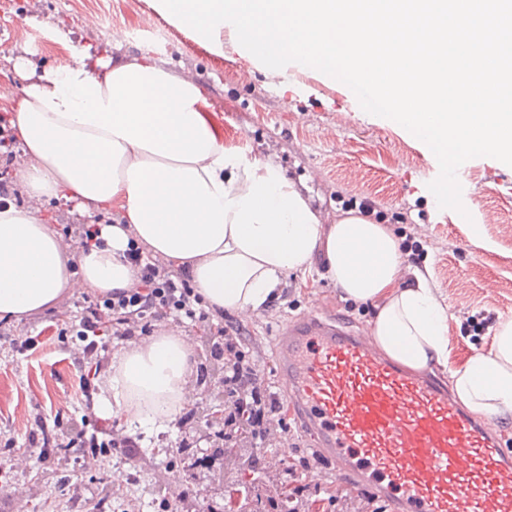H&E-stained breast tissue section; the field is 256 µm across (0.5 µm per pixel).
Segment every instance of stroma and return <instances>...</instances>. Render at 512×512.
<instances>
[{"instance_id":"35a3bbf8","label":"stroma","mask_w":512,"mask_h":512,"mask_svg":"<svg viewBox=\"0 0 512 512\" xmlns=\"http://www.w3.org/2000/svg\"><path fill=\"white\" fill-rule=\"evenodd\" d=\"M141 22L168 33L167 50H156L146 40L115 39V32ZM20 26L33 34V42L16 41ZM59 46L70 55L86 46L123 60L147 55L177 76L197 77L205 110L220 127L225 148L279 165L323 223L348 214L352 201L371 202L370 220L395 231L404 255H421L426 279L447 309L453 351L449 366L433 368L441 378H448L450 366L488 350L492 327L512 317V236L505 232L512 226V166L478 157L459 167L462 203L472 217L460 224L454 210L439 209L428 189L437 164L430 148L396 122L366 113L337 92V80L317 70L298 69L293 80L270 87L249 54L230 43L223 54L212 53L191 30L158 14L153 0H0V86L17 87L16 63L35 70L54 64ZM340 112L349 122L338 129L333 122ZM281 285L287 296L266 309L249 316L224 314L226 322L240 326L243 347L272 394L279 391L276 333L283 322L303 313L312 297H322L356 329L372 328L376 315L373 304L345 297L320 258L308 270L288 273ZM80 382L81 373L59 339L26 357L0 348V469L29 490L19 499L0 492V512H89L107 485L111 512H162V495L185 486L186 470L170 448L178 427L155 441H141L144 465L139 469L116 452L101 453L89 469L69 456L50 465L15 459L16 449L26 446L36 428L35 416L59 419L65 433L80 426ZM285 437L292 443L289 458L306 475L299 512H366L371 505L366 494L339 495L332 464L313 458V446L295 423L289 435L273 430L265 440L254 441L249 465L226 469L222 481H195L183 512H201L204 501L223 500L228 484L240 487L239 512H279L289 476L270 458ZM67 483L76 485L77 495L63 493Z\"/></svg>"}]
</instances>
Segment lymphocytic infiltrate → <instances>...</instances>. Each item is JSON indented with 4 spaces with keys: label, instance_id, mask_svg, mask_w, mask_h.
I'll return each instance as SVG.
<instances>
[{
    "label": "lymphocytic infiltrate",
    "instance_id": "f902f5d3",
    "mask_svg": "<svg viewBox=\"0 0 512 512\" xmlns=\"http://www.w3.org/2000/svg\"><path fill=\"white\" fill-rule=\"evenodd\" d=\"M126 258L136 270L135 287L85 297L78 319H55L47 330L59 337L74 334V361L93 379L108 372L113 340L150 335L154 324L168 320L185 323L209 336L212 357L224 364V388L231 401L223 422L207 426L212 449H203L199 440L183 436L176 441L175 452L187 454L191 468L213 472L223 456L224 443L234 437L238 421L248 422L255 437L261 439L271 417L282 415L283 406L268 395L255 363L242 351L241 329L225 323L221 311L206 310L203 297L187 275L134 241ZM36 426L38 432L30 439V452L39 463L54 460L63 451L82 461L96 448L119 451L135 464L141 461L137 442L128 436H116L109 423L95 414H85L80 428L66 434L48 427L42 419Z\"/></svg>",
    "mask_w": 512,
    "mask_h": 512
}]
</instances>
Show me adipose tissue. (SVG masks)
<instances>
[{
    "mask_svg": "<svg viewBox=\"0 0 512 512\" xmlns=\"http://www.w3.org/2000/svg\"><path fill=\"white\" fill-rule=\"evenodd\" d=\"M18 75L14 126L31 205L0 210V316L47 309L78 285L135 287L124 259L132 238L187 273L211 307L239 313L265 309L283 276L321 256L348 298L376 305L373 334L390 357L414 370L448 365V314L424 281L402 285V251L387 226L354 214L323 226L279 166L225 149L197 84L145 57L88 49ZM51 198L88 213L114 209L121 220L101 225L103 247L75 258L37 213ZM191 351L171 329L120 349L101 409L136 428H169L193 391ZM450 378L472 412L512 413V318Z\"/></svg>",
    "mask_w": 512,
    "mask_h": 512,
    "instance_id": "adipose-tissue-1",
    "label": "adipose tissue"
}]
</instances>
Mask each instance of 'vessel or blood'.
Instances as JSON below:
<instances>
[{
  "mask_svg": "<svg viewBox=\"0 0 512 512\" xmlns=\"http://www.w3.org/2000/svg\"><path fill=\"white\" fill-rule=\"evenodd\" d=\"M278 381L293 415L354 493L391 512H512L500 419L472 417L438 378L402 368L334 315L280 327Z\"/></svg>",
  "mask_w": 512,
  "mask_h": 512,
  "instance_id": "obj_1",
  "label": "vessel or blood"
}]
</instances>
